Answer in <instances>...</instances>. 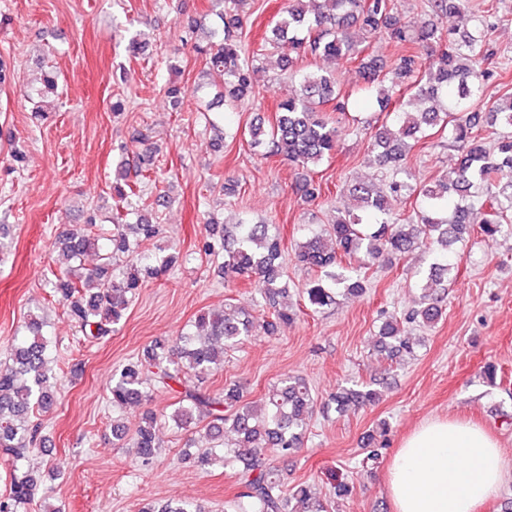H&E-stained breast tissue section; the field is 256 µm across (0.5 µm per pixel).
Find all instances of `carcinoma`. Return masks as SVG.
I'll use <instances>...</instances> for the list:
<instances>
[{
	"label": "carcinoma",
	"mask_w": 512,
	"mask_h": 512,
	"mask_svg": "<svg viewBox=\"0 0 512 512\" xmlns=\"http://www.w3.org/2000/svg\"><path fill=\"white\" fill-rule=\"evenodd\" d=\"M214 2L220 24L206 41L193 42L192 50L222 77L225 109L236 110L250 92L255 63L269 46L283 51L290 72L307 60H345L356 65L367 89H375L379 111L390 117L371 131L369 162L381 179L347 184L360 212L338 211L320 231L301 229L295 259L317 272L302 289L309 306L317 310L334 304L340 293L364 292L366 273L374 265L424 248L431 251L434 262L419 285L418 306L402 316H386L377 330L378 352L388 359L412 354L413 328L430 327L442 318L439 289L458 272L455 244L475 227L484 237L494 238L512 224V94L488 110L485 129L474 111L483 82L506 73L504 68H485L494 56L493 25L470 0H427L428 18L418 22L402 18L394 0H286L280 18L259 46L248 51L241 40L247 0ZM464 12L473 15L470 31L453 24ZM378 37L398 48L388 70L369 52ZM56 90V76L48 71L35 115L45 111ZM344 111L336 73L306 69L295 89L278 102L273 121L249 126L250 146L308 170L338 151L341 131L330 113ZM433 131L448 132L461 158L435 181L419 184L403 160L408 149ZM118 166L120 181L113 191L135 221L113 225L109 235L90 231V221L83 231L66 232L55 242L67 266L49 282L52 297L66 307L69 321L89 342L110 335L146 279L159 277L175 262L173 256L140 250L159 234V225L142 214L146 199L141 184L151 178V168H132L123 156ZM413 195L420 199L419 209L404 220L396 217V206ZM477 214L482 219L476 225ZM203 250L223 259L224 277L261 283L260 307L268 315L259 320L232 305L217 313L203 312L172 347L155 344L140 359L117 368L109 388L113 443L131 449L140 466H151L162 421L147 412L131 433L122 413L145 401L151 391H172L177 402L168 421L180 430L203 432L208 442L187 460L234 475L240 488L231 505L234 512H324L312 486L301 484L291 491L285 487L266 453L270 449L286 458L304 444L315 403L309 383L285 374L254 402L244 400L234 386L215 392L202 387L210 373L223 367L224 353L259 331L273 336L295 320L296 311L288 305L282 237L273 224L245 219L232 225L212 223ZM90 253L101 257L102 264L87 271L83 260ZM53 359L42 321L30 318L26 333L10 346L11 364L0 371V451L12 458L10 489L0 497V512H20L40 492L36 475L24 462L42 441L41 415L55 399ZM378 400L377 390L356 383L337 387L329 403L343 413L351 405ZM228 437L230 444L225 443ZM140 512L201 510L178 499L148 503Z\"/></svg>",
	"instance_id": "obj_1"
}]
</instances>
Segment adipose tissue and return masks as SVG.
I'll list each match as a JSON object with an SVG mask.
<instances>
[{
    "label": "adipose tissue",
    "mask_w": 512,
    "mask_h": 512,
    "mask_svg": "<svg viewBox=\"0 0 512 512\" xmlns=\"http://www.w3.org/2000/svg\"><path fill=\"white\" fill-rule=\"evenodd\" d=\"M511 469L503 449L482 429L434 418L403 439L384 485L395 512H478Z\"/></svg>",
    "instance_id": "ef3b65f1"
}]
</instances>
